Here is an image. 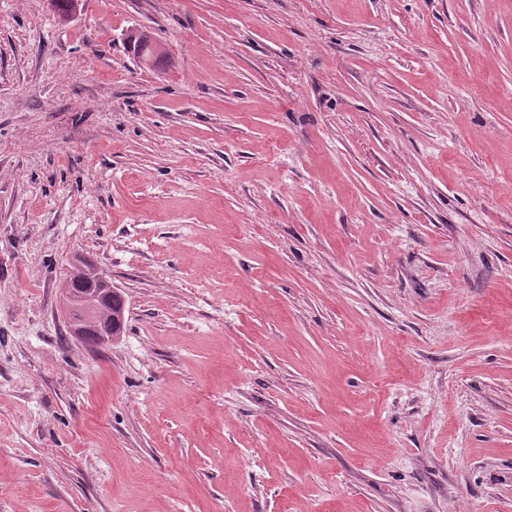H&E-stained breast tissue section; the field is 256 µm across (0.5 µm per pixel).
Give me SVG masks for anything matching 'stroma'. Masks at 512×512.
<instances>
[{
    "mask_svg": "<svg viewBox=\"0 0 512 512\" xmlns=\"http://www.w3.org/2000/svg\"><path fill=\"white\" fill-rule=\"evenodd\" d=\"M0 512H512V0H0ZM124 322L112 323L104 317L96 319L85 325L80 340L86 345L91 347H99L104 343V336H116L124 329Z\"/></svg>",
    "mask_w": 512,
    "mask_h": 512,
    "instance_id": "stroma-1",
    "label": "stroma"
}]
</instances>
